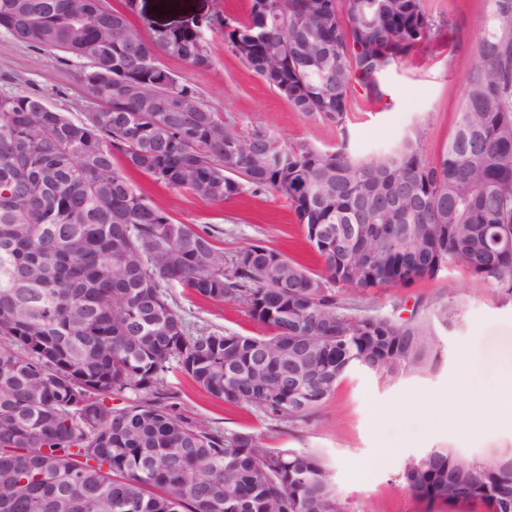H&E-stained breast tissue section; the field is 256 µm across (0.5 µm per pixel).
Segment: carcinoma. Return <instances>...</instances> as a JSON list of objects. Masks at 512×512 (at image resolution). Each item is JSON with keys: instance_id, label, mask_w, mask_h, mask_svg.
<instances>
[{"instance_id": "1", "label": "carcinoma", "mask_w": 512, "mask_h": 512, "mask_svg": "<svg viewBox=\"0 0 512 512\" xmlns=\"http://www.w3.org/2000/svg\"><path fill=\"white\" fill-rule=\"evenodd\" d=\"M455 133L431 161L409 136L370 160L308 145L255 161L224 150L244 135L158 62L212 64L200 32L145 39L104 0H0V31L79 64L95 102L73 119L44 95L0 94V512H342L325 459L265 448L250 431L187 420L167 385L181 372L231 406L309 422L354 368L393 379L424 367L461 317L452 299L407 317L350 306L344 293L405 288L452 267L512 298V0H490ZM224 43L298 112L342 127L361 89L440 32L422 0H250ZM155 92L166 112L145 108ZM219 202L247 182L284 196L322 260L284 255L283 288L261 275L277 251L240 250L224 271L215 236L178 224L119 171ZM371 221L393 234L322 249ZM237 302L268 336L199 333L168 289ZM121 401L111 407L108 399ZM401 480L430 502L512 512V450L462 462L447 449L409 459Z\"/></svg>"}]
</instances>
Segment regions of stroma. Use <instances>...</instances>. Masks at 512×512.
<instances>
[{
	"instance_id": "35a3bbf8",
	"label": "stroma",
	"mask_w": 512,
	"mask_h": 512,
	"mask_svg": "<svg viewBox=\"0 0 512 512\" xmlns=\"http://www.w3.org/2000/svg\"><path fill=\"white\" fill-rule=\"evenodd\" d=\"M108 3L125 12L147 38L161 25L203 24L212 54L210 69L200 70L165 55L160 61L181 80L194 84L233 129H262L287 146L306 144L328 152L344 146L363 159L376 157L409 135L418 137L428 159L438 157L463 109L465 80L477 63L476 42L490 13V0H423L441 35L386 74L382 102L354 97L346 125L339 128L323 117L294 111L286 98L227 49L223 29L205 27V20L215 17L244 20L249 0H179L178 9L163 14L155 10L160 0ZM77 69V64L0 32V92L36 89L51 107L79 118L93 102L78 81ZM128 177L175 222L213 232L224 250L225 264H232L241 248L260 244L310 268L318 266L304 227L277 193L247 186L230 200L211 203L138 172H129ZM366 296L376 313L385 316L392 315L397 305L408 310L418 301L450 298L460 305L462 317L445 334L430 366L392 380L353 369L318 415L305 424L271 420L249 407L225 405L179 373L169 377L168 385L190 419L222 431L253 432L267 448H312L322 453L340 492L343 512H460L443 503H428L405 488L401 474L407 460L448 449L465 461H490L497 452L512 449V423L464 432L430 425L414 413L413 406L429 399L460 404L496 391L502 379L500 357L512 351V298L460 268L405 288L371 289ZM171 302L197 331L267 333L233 302L204 301L178 288L172 290ZM464 350L476 372L470 390L461 394L452 384Z\"/></svg>"
}]
</instances>
